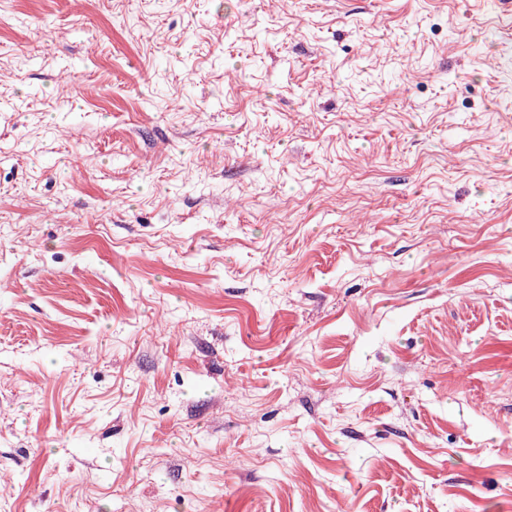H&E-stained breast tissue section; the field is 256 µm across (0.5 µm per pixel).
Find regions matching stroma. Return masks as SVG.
<instances>
[{
	"label": "stroma",
	"mask_w": 512,
	"mask_h": 512,
	"mask_svg": "<svg viewBox=\"0 0 512 512\" xmlns=\"http://www.w3.org/2000/svg\"><path fill=\"white\" fill-rule=\"evenodd\" d=\"M0 512H512L501 0H0Z\"/></svg>",
	"instance_id": "1"
}]
</instances>
